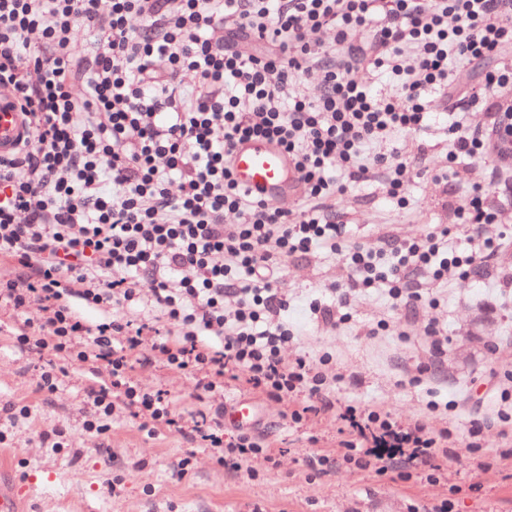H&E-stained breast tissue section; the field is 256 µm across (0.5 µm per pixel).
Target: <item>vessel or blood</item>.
Instances as JSON below:
<instances>
[{"label": "vessel or blood", "instance_id": "1", "mask_svg": "<svg viewBox=\"0 0 512 512\" xmlns=\"http://www.w3.org/2000/svg\"><path fill=\"white\" fill-rule=\"evenodd\" d=\"M26 132V120L10 93L0 89V153L12 150ZM237 183L265 200L280 202L298 185V174L275 144L250 140L237 144L232 154Z\"/></svg>", "mask_w": 512, "mask_h": 512}]
</instances>
